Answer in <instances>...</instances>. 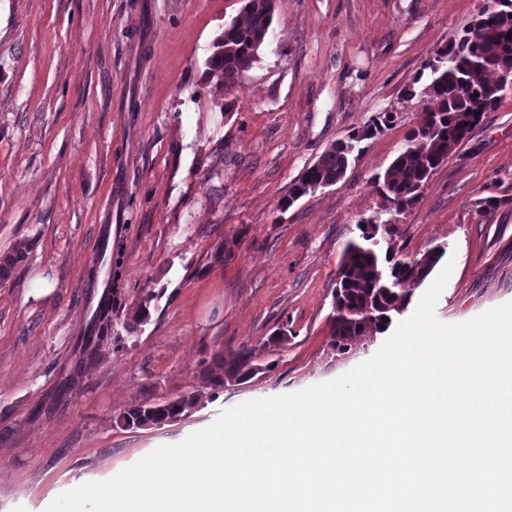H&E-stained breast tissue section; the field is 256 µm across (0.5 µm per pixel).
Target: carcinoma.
Wrapping results in <instances>:
<instances>
[{
  "label": "carcinoma",
  "mask_w": 512,
  "mask_h": 512,
  "mask_svg": "<svg viewBox=\"0 0 512 512\" xmlns=\"http://www.w3.org/2000/svg\"><path fill=\"white\" fill-rule=\"evenodd\" d=\"M496 3L498 9L482 12L457 41L437 51L414 80L436 108L419 113L417 126L406 134L404 148L383 174L386 197L398 212L417 201L432 171L467 137L484 112L500 101L503 76L512 75V0ZM273 10V0H246L244 20L224 28L215 43L216 51L206 62L207 74L217 79V86L234 87L250 68L272 24ZM394 121L393 113L379 112L347 139L336 141L305 170L281 207H290L326 182L340 180L356 144L375 137ZM370 224L369 230L361 228L360 240L347 244L336 276L330 344L342 351L361 336L384 332L392 315L407 309L414 290L444 255V249L437 246L409 261L396 260L389 251L382 256L369 245L378 221ZM106 321L105 316L96 319L82 337L78 367L98 356ZM251 357L240 353L222 360L212 385L222 387L231 380L251 378L255 374ZM195 404L193 397H180L160 406L133 408L122 420L131 428L157 425L177 418Z\"/></svg>",
  "instance_id": "obj_1"
}]
</instances>
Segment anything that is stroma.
<instances>
[{"label":"stroma","instance_id":"1","mask_svg":"<svg viewBox=\"0 0 512 512\" xmlns=\"http://www.w3.org/2000/svg\"><path fill=\"white\" fill-rule=\"evenodd\" d=\"M493 0H274L258 58L223 92L206 61L243 0H0V512H45L243 402L371 357L330 345L336 272L363 221L397 259L455 260L454 324L512 302V89L433 170L419 200L380 183L424 97L423 63ZM231 110H224V102ZM345 175L281 209L304 169L379 112ZM95 362L75 349L103 305ZM150 315L137 320L141 305ZM260 370L211 386L217 364ZM197 404L127 428L138 405Z\"/></svg>","mask_w":512,"mask_h":512}]
</instances>
